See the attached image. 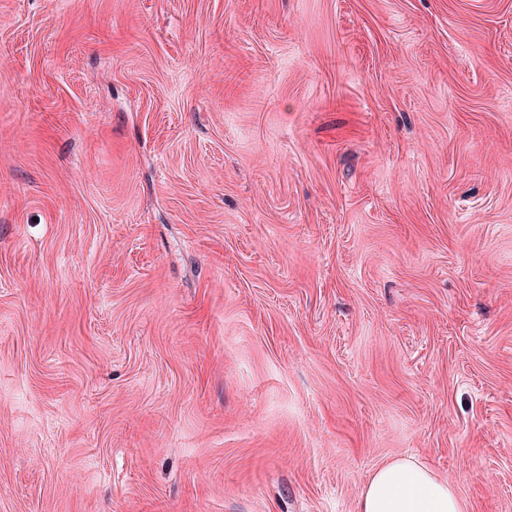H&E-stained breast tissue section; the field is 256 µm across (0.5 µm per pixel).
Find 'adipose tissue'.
<instances>
[{
  "label": "adipose tissue",
  "instance_id": "obj_1",
  "mask_svg": "<svg viewBox=\"0 0 512 512\" xmlns=\"http://www.w3.org/2000/svg\"><path fill=\"white\" fill-rule=\"evenodd\" d=\"M355 512H465L447 478L417 457L385 461L360 490Z\"/></svg>",
  "mask_w": 512,
  "mask_h": 512
}]
</instances>
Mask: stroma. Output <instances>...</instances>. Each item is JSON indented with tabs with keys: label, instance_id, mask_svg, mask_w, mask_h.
<instances>
[{
	"label": "stroma",
	"instance_id": "obj_1",
	"mask_svg": "<svg viewBox=\"0 0 512 512\" xmlns=\"http://www.w3.org/2000/svg\"><path fill=\"white\" fill-rule=\"evenodd\" d=\"M512 512V0H0V512ZM355 512H466L448 478L417 457L389 459L360 490Z\"/></svg>",
	"mask_w": 512,
	"mask_h": 512
}]
</instances>
